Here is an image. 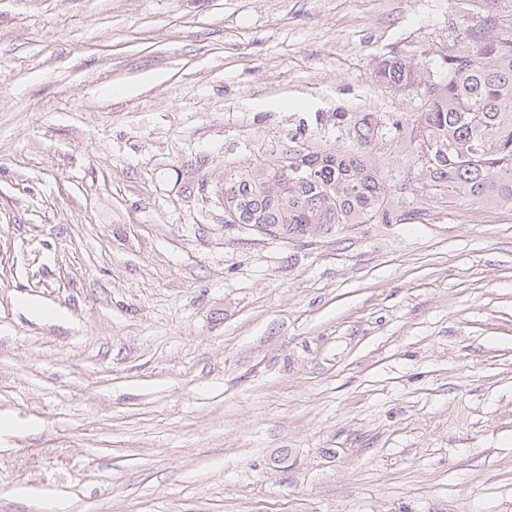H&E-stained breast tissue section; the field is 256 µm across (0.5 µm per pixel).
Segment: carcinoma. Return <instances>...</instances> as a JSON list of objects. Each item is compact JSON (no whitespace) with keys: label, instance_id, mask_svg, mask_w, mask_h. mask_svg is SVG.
I'll return each mask as SVG.
<instances>
[{"label":"carcinoma","instance_id":"cac0c4a2","mask_svg":"<svg viewBox=\"0 0 512 512\" xmlns=\"http://www.w3.org/2000/svg\"><path fill=\"white\" fill-rule=\"evenodd\" d=\"M460 38L442 56L448 78L434 81L429 59H384L377 79L400 92L423 90L409 144L428 197L512 204V0H466ZM356 148L290 145L268 158L224 170V223L250 197L255 223L273 237L327 233L340 224H401L421 210L401 209L406 186L380 175L373 146L385 121L367 113L353 125Z\"/></svg>","mask_w":512,"mask_h":512}]
</instances>
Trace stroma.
I'll use <instances>...</instances> for the list:
<instances>
[{"label":"stroma","mask_w":512,"mask_h":512,"mask_svg":"<svg viewBox=\"0 0 512 512\" xmlns=\"http://www.w3.org/2000/svg\"><path fill=\"white\" fill-rule=\"evenodd\" d=\"M461 6L0 0V512H512V204L283 239L216 196L365 112L416 184L375 71L446 78Z\"/></svg>","instance_id":"1"}]
</instances>
